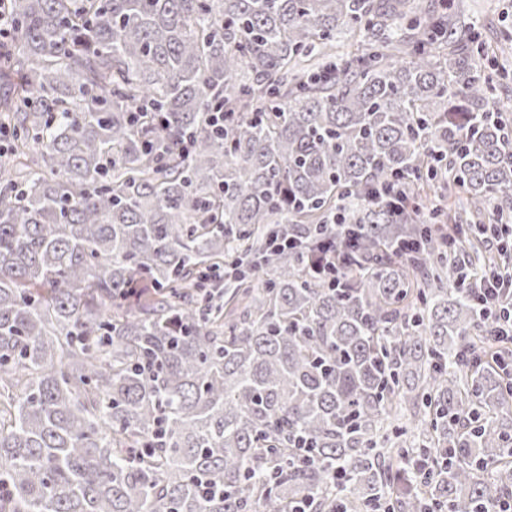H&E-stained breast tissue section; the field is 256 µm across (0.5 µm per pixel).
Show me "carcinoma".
I'll list each match as a JSON object with an SVG mask.
<instances>
[{
    "mask_svg": "<svg viewBox=\"0 0 512 512\" xmlns=\"http://www.w3.org/2000/svg\"><path fill=\"white\" fill-rule=\"evenodd\" d=\"M10 8L0 512L493 509L512 383L464 282L501 268L479 217L512 211V127L455 6ZM440 181L455 244L418 221Z\"/></svg>",
    "mask_w": 512,
    "mask_h": 512,
    "instance_id": "1",
    "label": "carcinoma"
}]
</instances>
